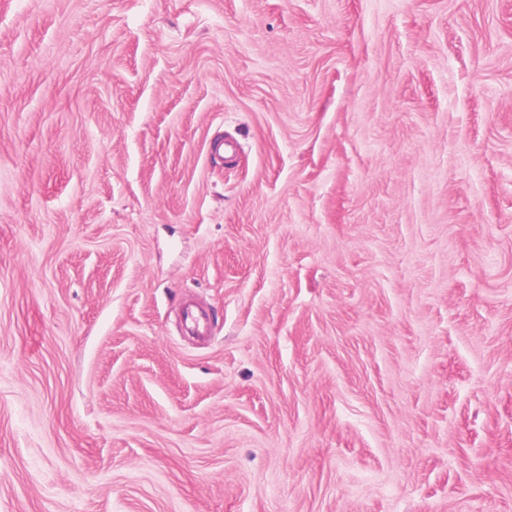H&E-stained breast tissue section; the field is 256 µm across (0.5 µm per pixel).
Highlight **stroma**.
I'll use <instances>...</instances> for the list:
<instances>
[{
	"instance_id": "stroma-1",
	"label": "stroma",
	"mask_w": 512,
	"mask_h": 512,
	"mask_svg": "<svg viewBox=\"0 0 512 512\" xmlns=\"http://www.w3.org/2000/svg\"><path fill=\"white\" fill-rule=\"evenodd\" d=\"M0 512H512V0H0Z\"/></svg>"
}]
</instances>
